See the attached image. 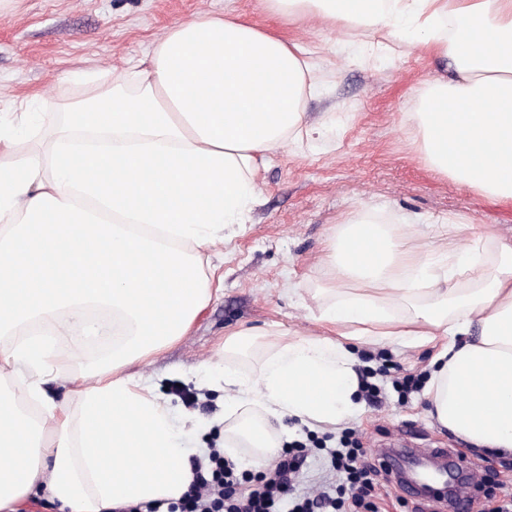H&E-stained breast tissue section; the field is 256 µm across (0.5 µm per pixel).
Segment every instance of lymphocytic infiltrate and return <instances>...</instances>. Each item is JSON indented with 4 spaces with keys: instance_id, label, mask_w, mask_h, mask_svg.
<instances>
[{
    "instance_id": "f902f5d3",
    "label": "lymphocytic infiltrate",
    "mask_w": 512,
    "mask_h": 512,
    "mask_svg": "<svg viewBox=\"0 0 512 512\" xmlns=\"http://www.w3.org/2000/svg\"><path fill=\"white\" fill-rule=\"evenodd\" d=\"M329 454L339 485L301 497L296 493L304 465L300 455L281 454L249 484L223 450L210 449L205 459L192 460L191 489L170 503L168 512H379L374 482L379 463L368 461L357 446L333 448Z\"/></svg>"
}]
</instances>
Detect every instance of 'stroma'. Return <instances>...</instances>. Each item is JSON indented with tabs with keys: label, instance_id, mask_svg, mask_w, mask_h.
<instances>
[{
	"label": "stroma",
	"instance_id": "35a3bbf8",
	"mask_svg": "<svg viewBox=\"0 0 512 512\" xmlns=\"http://www.w3.org/2000/svg\"><path fill=\"white\" fill-rule=\"evenodd\" d=\"M231 11L316 60L321 89L308 99L307 116L316 124L335 115L336 133L331 141L299 143L270 157L259 204L210 253L220 292L187 336L130 367L168 397L199 457L223 447L224 421L222 396L196 378L198 367L223 355L224 338L234 331L251 335L250 347L231 360L252 376L284 336L320 332L310 297L289 290L326 281V239L349 214L387 216L407 246L439 252L469 243L467 230L447 236L455 222L512 237V203L437 174L418 148L408 114L417 89L443 73V62L408 42L362 58V44L382 39L374 28L348 31L318 16L291 25L264 0H0V124L11 125L13 113H31L32 136L41 138L65 104L87 97L129 60L145 57L172 24ZM358 353L361 371L382 390V402L336 426L298 427L288 442L305 450L300 492L336 481L329 449L357 443L368 451L403 444L454 449L480 479L474 500H483L501 480L512 494V457L457 439L435 424L425 392L405 397L396 388L406 374L430 377L431 349L384 343L360 346Z\"/></svg>",
	"mask_w": 512,
	"mask_h": 512
}]
</instances>
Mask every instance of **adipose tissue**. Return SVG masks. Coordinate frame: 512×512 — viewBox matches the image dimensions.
<instances>
[{
	"instance_id": "obj_1",
	"label": "adipose tissue",
	"mask_w": 512,
	"mask_h": 512,
	"mask_svg": "<svg viewBox=\"0 0 512 512\" xmlns=\"http://www.w3.org/2000/svg\"><path fill=\"white\" fill-rule=\"evenodd\" d=\"M387 41L412 40L450 72L411 114L426 161L512 202V0H266ZM299 47L236 16L168 28L144 59L67 105L40 147L0 130V512L44 497L57 512L165 504L190 487V451L169 400L125 369L176 343L215 293L206 259L259 201L271 153L319 140L318 92ZM330 284L311 298L320 334L275 345L256 377L204 365L224 388V454L253 466L281 436L267 418L337 425L362 409L354 345L434 346L437 423L512 456V241L493 231L439 263L354 213L326 245ZM110 352L73 375L55 339L82 327ZM69 383L63 400L48 392Z\"/></svg>"
}]
</instances>
